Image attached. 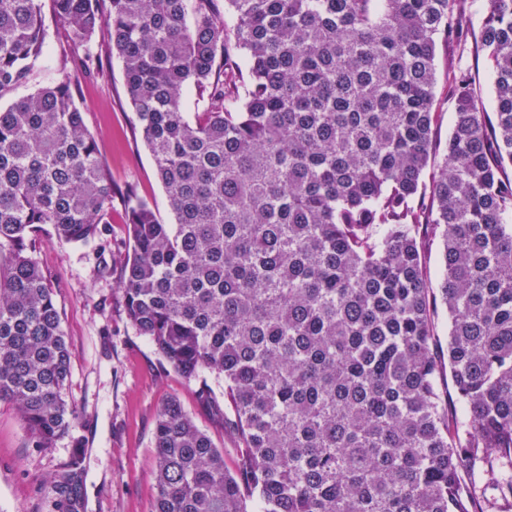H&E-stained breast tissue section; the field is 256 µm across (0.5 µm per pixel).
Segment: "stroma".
<instances>
[{
  "label": "stroma",
  "instance_id": "stroma-1",
  "mask_svg": "<svg viewBox=\"0 0 512 512\" xmlns=\"http://www.w3.org/2000/svg\"><path fill=\"white\" fill-rule=\"evenodd\" d=\"M486 0H472L470 30L464 43L439 44L436 55V108L441 119L437 144L448 138L452 105L446 96L449 63L468 69L480 84L485 107L493 105V89L483 52L477 51ZM64 40L51 38L21 91L0 97L10 103L57 82L63 74L59 59ZM103 72L81 82L76 103L106 159L116 185H134L165 222H172L168 199L154 162L136 135L121 60L105 44L94 41ZM126 211L114 202L112 222L103 239L73 243L41 234L31 256L47 275L61 315L71 357L66 398L82 412L74 435L54 448H32L15 411L0 405V512H49L41 486L82 443L87 477L88 512H151L157 494L154 482L152 429L162 403L178 398L196 423L224 450V464L235 469L238 440L197 397L196 383L164 367L153 346L139 336L126 318L118 287L128 250Z\"/></svg>",
  "mask_w": 512,
  "mask_h": 512
}]
</instances>
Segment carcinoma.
<instances>
[{
    "mask_svg": "<svg viewBox=\"0 0 512 512\" xmlns=\"http://www.w3.org/2000/svg\"><path fill=\"white\" fill-rule=\"evenodd\" d=\"M84 46L73 75L0 107V403L32 447L81 425L69 348L28 253L45 227L107 230L119 198L126 316L162 363L224 381L237 466L177 399L154 425L152 512H481L512 506V0H489L476 79L448 64L453 123L433 164L436 49L466 0H52ZM123 65L174 222L112 181L73 88ZM50 34L42 0H0V97ZM201 111L184 112L186 89ZM432 168L429 181L424 171ZM441 240L433 289L422 254ZM448 311L438 388L434 310ZM83 452L43 491L87 512ZM435 333L438 340V354L441 356L442 363H445L444 376L440 381V392L442 398L448 403H452L454 399V390L450 379H448V358H447V346H448V311L444 306L437 305L435 317ZM444 356V360H443Z\"/></svg>",
    "mask_w": 512,
    "mask_h": 512,
    "instance_id": "carcinoma-1",
    "label": "carcinoma"
}]
</instances>
